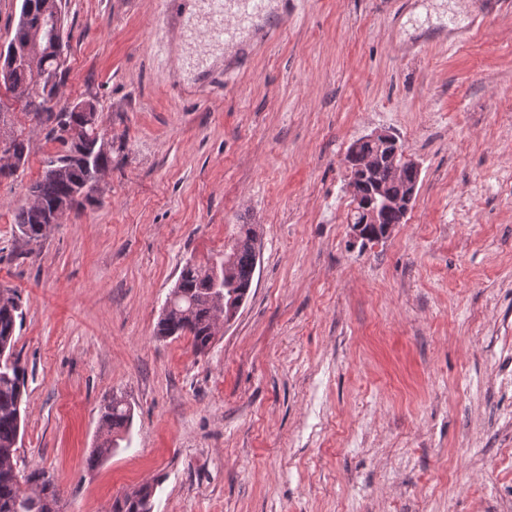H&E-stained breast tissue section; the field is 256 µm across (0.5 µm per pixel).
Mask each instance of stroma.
Wrapping results in <instances>:
<instances>
[{"label":"stroma","instance_id":"stroma-1","mask_svg":"<svg viewBox=\"0 0 512 512\" xmlns=\"http://www.w3.org/2000/svg\"><path fill=\"white\" fill-rule=\"evenodd\" d=\"M197 0H62L61 102L112 138L96 205L39 241L14 215L57 143L0 179V288L23 305L16 466L60 512H512V9L296 0L233 77L197 68ZM396 135L420 165L385 237L355 239L347 150ZM257 237L252 287L209 349L158 338L183 267ZM131 408L90 464L101 411ZM153 488L144 484L115 498L112 512H153Z\"/></svg>","mask_w":512,"mask_h":512}]
</instances>
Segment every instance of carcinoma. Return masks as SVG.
Masks as SVG:
<instances>
[{
    "label": "carcinoma",
    "instance_id": "1",
    "mask_svg": "<svg viewBox=\"0 0 512 512\" xmlns=\"http://www.w3.org/2000/svg\"><path fill=\"white\" fill-rule=\"evenodd\" d=\"M45 0H22L21 11L28 13L25 22H18L8 47L22 52L29 49L36 59V70L55 72L56 82L48 84L35 80L33 75L19 78L32 96L41 99L42 108L32 116L46 130L48 140L59 144L58 151L46 158L45 166L61 164L59 173L50 177L43 175L33 182L28 193L35 206L25 204L15 215V224L20 236L28 242L44 237L54 212L62 205L71 209L73 188H87L85 202L96 203L92 195L93 173L106 169L112 163V149H101L99 137L103 131L99 124V113L86 114L78 110V104H64L59 109L50 106L58 97L64 74L65 60L45 52V34L48 26L43 17ZM15 162L0 165V175L13 174L24 166L28 157V144L18 138L12 139ZM392 146L356 140L348 149L346 160L351 169L350 185L358 192L367 193L375 187L384 195L402 202L419 181V169L402 160L391 159ZM368 155H378L381 161L372 169L364 170L361 163ZM406 213L390 210L381 213L379 229L372 230L376 238L386 235L388 227L403 223ZM255 230L250 224L240 227L229 256L231 265L224 269V277L213 283L208 267L186 265L175 290L180 295L182 307L179 312L161 316L157 336L192 337L195 351H206L214 339L217 305L211 298L210 289L217 287L224 293V301L239 297L251 287L256 267ZM20 296L9 288L0 289V512H57L59 491L53 477L44 469L28 473L17 471L14 458L17 452L22 426V398L26 386V370L14 357V336L17 321L22 319ZM102 439L93 449L90 463L96 464L109 456L118 446L117 434L127 429L131 411L117 398L104 406L101 412ZM153 488L144 484L115 498L112 512H153Z\"/></svg>",
    "mask_w": 512,
    "mask_h": 512
}]
</instances>
